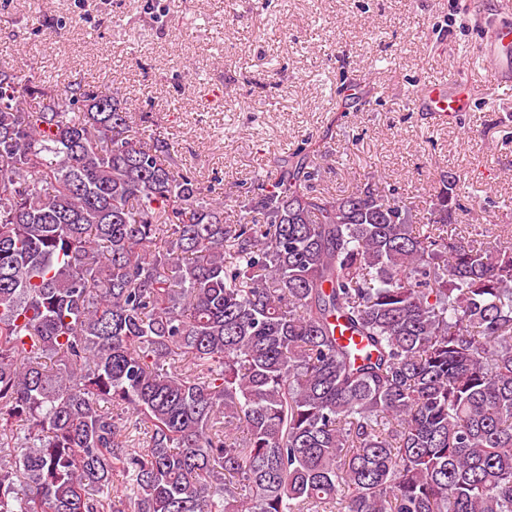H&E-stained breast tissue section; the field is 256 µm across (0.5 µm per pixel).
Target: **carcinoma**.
Wrapping results in <instances>:
<instances>
[{
  "label": "carcinoma",
  "mask_w": 512,
  "mask_h": 512,
  "mask_svg": "<svg viewBox=\"0 0 512 512\" xmlns=\"http://www.w3.org/2000/svg\"><path fill=\"white\" fill-rule=\"evenodd\" d=\"M317 155L239 202L0 70V512H512V242Z\"/></svg>",
  "instance_id": "cac0c4a2"
}]
</instances>
